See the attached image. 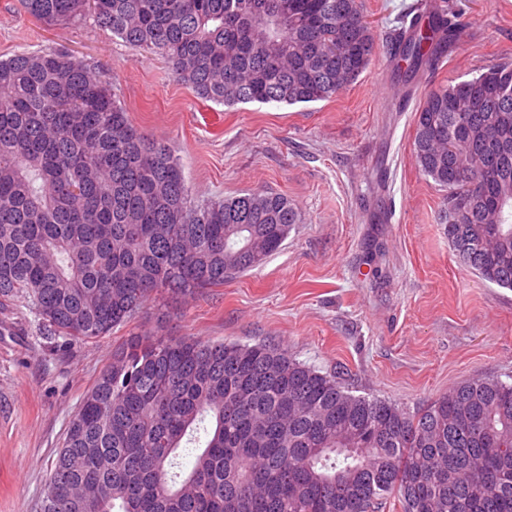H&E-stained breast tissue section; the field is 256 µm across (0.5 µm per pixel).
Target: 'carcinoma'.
<instances>
[{
    "mask_svg": "<svg viewBox=\"0 0 512 512\" xmlns=\"http://www.w3.org/2000/svg\"><path fill=\"white\" fill-rule=\"evenodd\" d=\"M48 27L86 16L163 56L202 99H330L378 44L359 0H20ZM465 23L440 0L400 18L391 77L409 85ZM507 124L497 126L500 113ZM512 67L436 88L415 114L419 170L446 190L461 264L512 288ZM298 223L256 192L200 203L179 158L132 124L83 61L0 59V303L57 345L110 334L157 293L224 286ZM206 444L183 469L179 450ZM512 512V384L472 379L419 412L356 396L266 343L134 336L69 421L41 512Z\"/></svg>",
    "mask_w": 512,
    "mask_h": 512,
    "instance_id": "carcinoma-1",
    "label": "carcinoma"
}]
</instances>
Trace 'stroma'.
<instances>
[{
  "label": "stroma",
  "mask_w": 512,
  "mask_h": 512,
  "mask_svg": "<svg viewBox=\"0 0 512 512\" xmlns=\"http://www.w3.org/2000/svg\"><path fill=\"white\" fill-rule=\"evenodd\" d=\"M360 2L383 42L417 0ZM449 2L467 26L395 112L382 51L331 99L228 108L94 22L48 29L0 0V58L63 49L84 61L136 126L172 147L196 200L272 192L298 214L260 266L220 288L152 297L126 326L63 352L37 336L27 308H0V512H40L69 420L131 335L279 345L353 394L412 411L470 379L512 383V288L458 262L445 192L413 156L425 93L512 65V0Z\"/></svg>",
  "instance_id": "obj_1"
}]
</instances>
